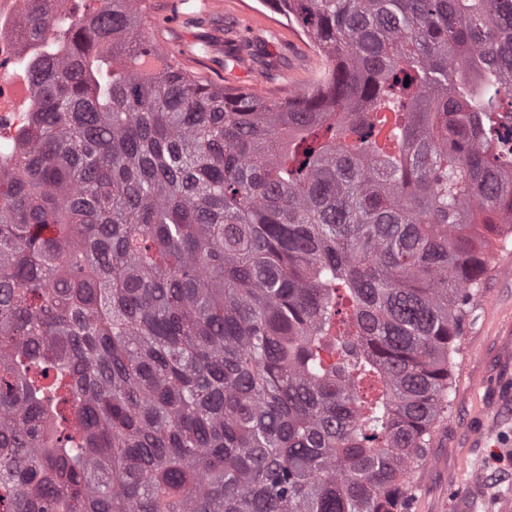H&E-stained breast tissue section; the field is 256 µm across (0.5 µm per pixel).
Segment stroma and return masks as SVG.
<instances>
[{"mask_svg":"<svg viewBox=\"0 0 512 512\" xmlns=\"http://www.w3.org/2000/svg\"><path fill=\"white\" fill-rule=\"evenodd\" d=\"M151 36L183 66L218 86L250 80L276 97L310 93L325 59L267 0H148ZM267 39L281 72L240 77L224 66L242 37ZM488 272L452 356L448 417L436 427L428 461L413 480L408 512H505L512 505V237L486 250Z\"/></svg>","mask_w":512,"mask_h":512,"instance_id":"35a3bbf8","label":"stroma"}]
</instances>
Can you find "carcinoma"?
<instances>
[{
  "label": "carcinoma",
  "mask_w": 512,
  "mask_h": 512,
  "mask_svg": "<svg viewBox=\"0 0 512 512\" xmlns=\"http://www.w3.org/2000/svg\"><path fill=\"white\" fill-rule=\"evenodd\" d=\"M64 2L0 152V512H405L512 233V0H267L328 62L286 101Z\"/></svg>",
  "instance_id": "obj_1"
}]
</instances>
